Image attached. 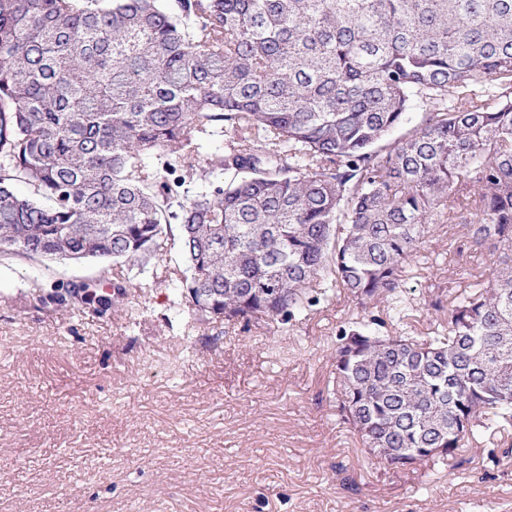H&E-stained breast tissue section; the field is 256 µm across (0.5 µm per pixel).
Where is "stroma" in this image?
Segmentation results:
<instances>
[{"instance_id":"1","label":"stroma","mask_w":512,"mask_h":512,"mask_svg":"<svg viewBox=\"0 0 512 512\" xmlns=\"http://www.w3.org/2000/svg\"><path fill=\"white\" fill-rule=\"evenodd\" d=\"M489 252L436 226L405 280L415 334ZM180 264L169 248L132 313L102 314L47 300L107 283L102 266L0 258V512H512V435L396 472L340 422L330 357L358 311L347 296L187 343Z\"/></svg>"}]
</instances>
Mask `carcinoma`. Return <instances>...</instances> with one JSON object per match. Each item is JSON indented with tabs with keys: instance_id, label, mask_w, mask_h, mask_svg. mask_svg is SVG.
I'll use <instances>...</instances> for the list:
<instances>
[{
	"instance_id": "1",
	"label": "carcinoma",
	"mask_w": 512,
	"mask_h": 512,
	"mask_svg": "<svg viewBox=\"0 0 512 512\" xmlns=\"http://www.w3.org/2000/svg\"><path fill=\"white\" fill-rule=\"evenodd\" d=\"M459 222L490 265L415 336ZM170 244L188 340L356 302L337 411L391 469L512 431V0H0V255L118 267L49 295L103 314ZM427 243L412 262L405 280L407 295L416 304L412 317L415 335L424 336L434 330L440 315L429 307L438 291H448V281L471 277L485 268V259L493 251L489 243L482 248L470 247L464 237L463 224H435ZM464 244V245H463ZM461 251H460V246ZM441 289V290H439Z\"/></svg>"
}]
</instances>
